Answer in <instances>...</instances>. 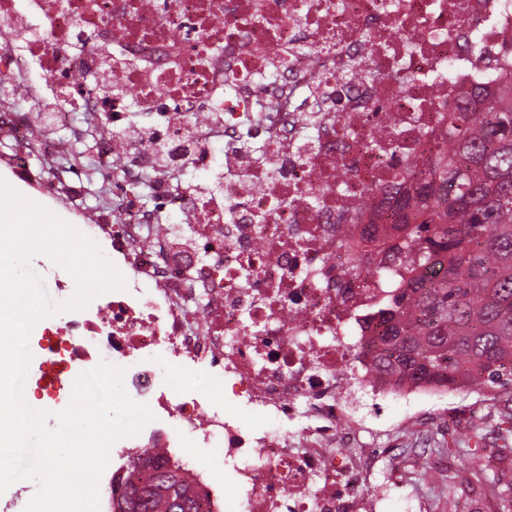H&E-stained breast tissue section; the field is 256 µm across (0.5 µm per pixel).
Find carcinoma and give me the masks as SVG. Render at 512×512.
<instances>
[{"mask_svg": "<svg viewBox=\"0 0 512 512\" xmlns=\"http://www.w3.org/2000/svg\"><path fill=\"white\" fill-rule=\"evenodd\" d=\"M492 64L512 82V43ZM483 87L450 116L448 142L429 172L427 192L445 207L424 206L382 244L386 265L368 271L395 281L376 314L381 333L364 346L372 368L397 379L448 381L503 398L500 456H512V98L490 105ZM161 453L144 448L129 460L112 512H200L183 479L174 487ZM495 480L481 471L448 476L454 485Z\"/></svg>", "mask_w": 512, "mask_h": 512, "instance_id": "obj_1", "label": "carcinoma"}]
</instances>
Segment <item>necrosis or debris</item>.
I'll return each mask as SVG.
<instances>
[{"instance_id":"necrosis-or-debris-1","label":"necrosis or debris","mask_w":512,"mask_h":512,"mask_svg":"<svg viewBox=\"0 0 512 512\" xmlns=\"http://www.w3.org/2000/svg\"><path fill=\"white\" fill-rule=\"evenodd\" d=\"M30 32L42 46L21 64L42 67L55 93L22 75L7 83L0 133L17 164L38 145L53 169L65 152L53 131L71 126L73 96L113 131L132 127L125 102L88 91L102 43L135 63L111 75L132 93L146 73L169 83L153 129L176 112L197 126L201 154L211 139L224 142L204 189L223 210L200 206L168 174L156 176L149 209L132 191L147 173L141 154L116 158L112 139L97 138L112 192L81 230L111 252L127 288L56 325L48 387L124 363L131 386L155 395V419L117 448L175 447L166 429L179 426L210 451L202 512H377L384 495L365 476L380 451L370 441L390 428L368 425L360 401L400 404L407 425L450 413L457 392L368 376L358 356L375 336L366 318L391 284L353 277L351 259L377 266L380 250L365 238L414 210L450 113L475 86L499 89L484 60L512 40V0H0V53L17 54ZM78 34L90 41L74 56L66 41ZM354 68L364 82L348 83ZM20 99L41 101L40 111H13ZM311 110L307 136L299 115ZM252 139L274 178L252 179L253 158L240 149ZM174 207L196 233H154ZM192 368L221 380L231 408L184 400L181 376ZM248 411L263 425H245Z\"/></svg>"}]
</instances>
